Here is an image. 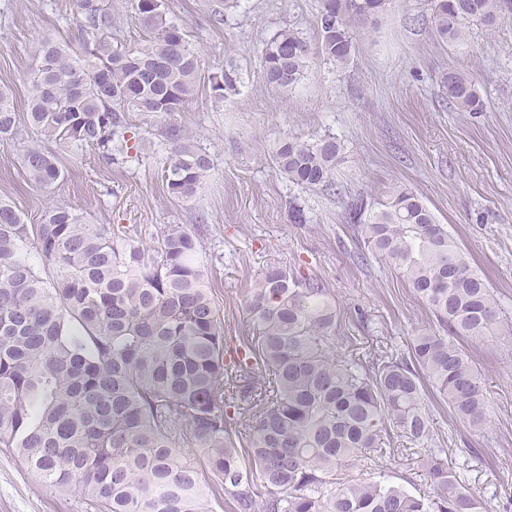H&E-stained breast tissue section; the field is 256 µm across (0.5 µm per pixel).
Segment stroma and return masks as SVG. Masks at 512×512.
<instances>
[{
    "instance_id": "1",
    "label": "stroma",
    "mask_w": 512,
    "mask_h": 512,
    "mask_svg": "<svg viewBox=\"0 0 512 512\" xmlns=\"http://www.w3.org/2000/svg\"><path fill=\"white\" fill-rule=\"evenodd\" d=\"M113 42L145 45L148 36L135 0H107ZM322 0H165L169 20L181 25L200 59L199 86L181 111L157 120L133 112L135 157L107 163L94 151L69 165L51 190L32 184L20 157L33 134L20 125L0 140V199L26 223H40L54 206L86 214L115 235L134 229L153 245L169 224L182 225L196 243L228 347L251 322L246 303L268 267L282 265L320 280L336 299L339 348L364 357H406L408 345L432 329L433 316L401 273L368 253L348 220L351 203L373 204L385 188L406 185L428 205L484 273L499 319L480 339H460L480 373L490 402L480 429L456 418L427 395L432 433L423 445L448 451V466L491 504L512 512V19L489 30L471 24L466 43L436 35L431 0H389L375 18L348 15L356 51L336 66L317 48ZM82 15L76 0H0V88L25 114L27 69L38 40L67 36ZM293 30L314 53L301 80L269 86L262 50L280 31ZM465 74L484 104L461 112L440 87L448 68ZM231 74L234 85L215 94L211 78ZM205 152L212 168L195 197L169 194L164 166L173 147L169 126ZM336 138L344 147L336 185L324 190L291 182L273 154L289 138ZM307 215L291 223L292 207ZM382 463L409 490L429 492L420 455L392 442ZM0 512H86L81 499L44 485L0 452Z\"/></svg>"
}]
</instances>
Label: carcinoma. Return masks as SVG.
<instances>
[{"label":"carcinoma","mask_w":512,"mask_h":512,"mask_svg":"<svg viewBox=\"0 0 512 512\" xmlns=\"http://www.w3.org/2000/svg\"><path fill=\"white\" fill-rule=\"evenodd\" d=\"M148 44H113L112 15L80 0L83 19L66 38L46 35L27 70L29 127L107 162L129 150L128 112L169 116L196 92L200 61L163 0H135ZM387 0H324L322 53L338 65L355 49L345 13L368 20ZM512 0H436L439 39L463 44L472 22L492 27ZM292 30L262 50L267 82L289 88L310 62ZM448 102L481 110L469 79L450 68ZM17 110L0 90V140L17 136ZM164 177L190 199L211 160L179 130ZM343 147L332 137L290 138L277 171L296 184H334ZM21 161L31 183L65 178L55 153L31 144ZM364 245L402 270L437 328L413 337L409 356L368 363L336 350V305L317 279L267 268L246 307L252 334L226 356L224 326L180 224L157 245L117 243L80 211L53 207L27 224L0 201V448L42 483L78 494L90 512H489L486 500L429 452L433 492L416 497L384 474L352 475L390 454L391 432L430 434L425 385L475 428L488 421L478 371L457 344L480 338L499 309L486 278L447 228L406 187L375 206L351 205ZM37 252L43 269L32 262Z\"/></svg>","instance_id":"1"}]
</instances>
